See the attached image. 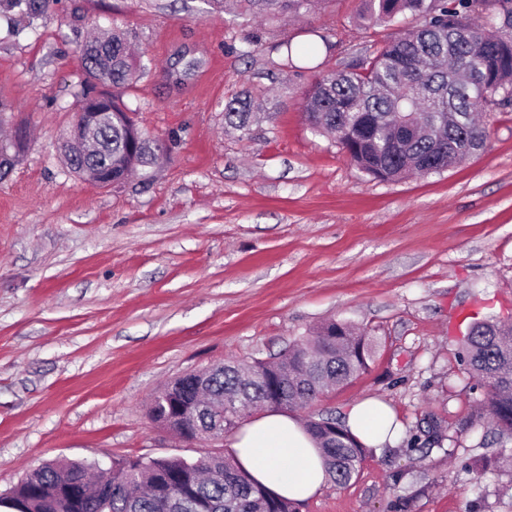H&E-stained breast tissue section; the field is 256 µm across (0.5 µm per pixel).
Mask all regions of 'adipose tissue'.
Here are the masks:
<instances>
[{"mask_svg":"<svg viewBox=\"0 0 512 512\" xmlns=\"http://www.w3.org/2000/svg\"><path fill=\"white\" fill-rule=\"evenodd\" d=\"M345 424L353 436L373 448L393 443L400 433L392 410L373 399L354 405ZM231 448L242 469L281 497L304 501L319 493L326 483L319 448L303 423L291 414L269 411L247 420L233 436ZM285 460L296 464L293 475L286 480L277 474Z\"/></svg>","mask_w":512,"mask_h":512,"instance_id":"obj_1","label":"adipose tissue"}]
</instances>
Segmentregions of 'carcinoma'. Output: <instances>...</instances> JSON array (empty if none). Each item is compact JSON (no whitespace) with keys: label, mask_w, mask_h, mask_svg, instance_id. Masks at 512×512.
<instances>
[{"label":"carcinoma","mask_w":512,"mask_h":512,"mask_svg":"<svg viewBox=\"0 0 512 512\" xmlns=\"http://www.w3.org/2000/svg\"><path fill=\"white\" fill-rule=\"evenodd\" d=\"M320 0H239L256 14H308ZM25 5L42 14L49 0H0V12ZM411 14L421 26L383 41L373 56L347 70L315 79L303 96L308 125L334 136L366 176L395 181L410 173L432 174L457 166L483 147L485 129L475 115L512 105V0H362V19L388 25ZM86 81L75 93L79 109L90 87H108L112 123L98 131L101 151L77 156L71 172L105 165L115 177L155 163L147 145L137 148L139 129L126 116L117 89L137 71L129 34L84 43ZM249 101L224 108L225 122L244 130ZM462 361L486 389L483 408L502 430L512 432V326L484 316L463 336ZM375 339L345 321L330 320L288 347L274 362L224 361L185 374L154 397L149 416L164 426L178 405L199 438H219L237 427L249 407L262 403L288 409L315 400L368 367ZM308 433L321 450L330 478L351 481L372 448L329 418L309 419ZM82 462L45 463L31 470L0 507L20 512H299L300 502L255 484L231 459L204 454L181 458L129 459L112 467V491L102 499V477Z\"/></svg>","instance_id":"obj_1"}]
</instances>
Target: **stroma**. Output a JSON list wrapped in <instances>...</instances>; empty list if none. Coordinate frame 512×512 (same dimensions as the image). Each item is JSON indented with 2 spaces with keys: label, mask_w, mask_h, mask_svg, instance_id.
<instances>
[{
  "label": "stroma",
  "mask_w": 512,
  "mask_h": 512,
  "mask_svg": "<svg viewBox=\"0 0 512 512\" xmlns=\"http://www.w3.org/2000/svg\"><path fill=\"white\" fill-rule=\"evenodd\" d=\"M360 8L269 19L210 0H50L0 16V99L30 132L0 181V494L44 462L199 457L207 444L149 419L154 393L276 359L335 319L377 337L370 367L296 416L341 421L376 397L402 432L300 512H512V437L459 357L470 313L512 319V106L453 169L365 176L302 111L317 75L419 24L370 27ZM115 26L141 64L120 96L166 153L151 177L101 188L67 172L60 145L80 48ZM180 53L201 63L177 86ZM237 98L263 112L244 133L224 123ZM428 418L441 443L410 447Z\"/></svg>",
  "instance_id": "35a3bbf8"
}]
</instances>
